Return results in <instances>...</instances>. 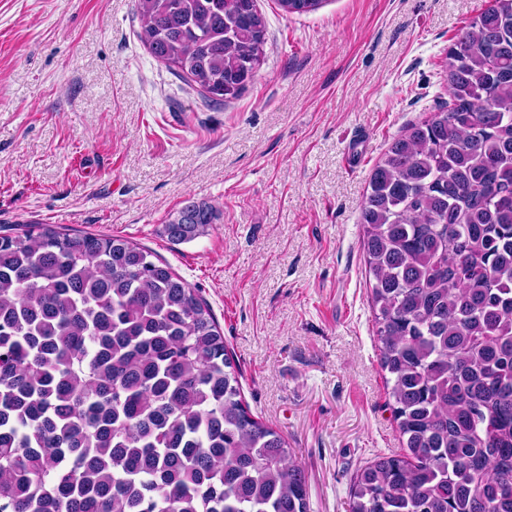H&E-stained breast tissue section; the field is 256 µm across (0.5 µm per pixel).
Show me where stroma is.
<instances>
[{
  "mask_svg": "<svg viewBox=\"0 0 512 512\" xmlns=\"http://www.w3.org/2000/svg\"><path fill=\"white\" fill-rule=\"evenodd\" d=\"M491 2L258 0V73L216 104L144 47L134 0H0V234L50 224L154 252L210 306L250 411L306 474L309 512H349L357 470L401 450L364 195L392 141L448 103V49ZM189 199L218 218L171 241Z\"/></svg>",
  "mask_w": 512,
  "mask_h": 512,
  "instance_id": "stroma-1",
  "label": "stroma"
}]
</instances>
